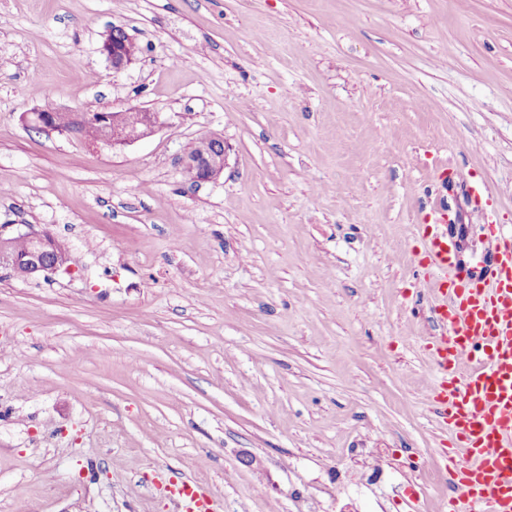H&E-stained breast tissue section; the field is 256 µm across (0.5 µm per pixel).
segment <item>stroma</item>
<instances>
[{"label": "stroma", "instance_id": "1", "mask_svg": "<svg viewBox=\"0 0 512 512\" xmlns=\"http://www.w3.org/2000/svg\"><path fill=\"white\" fill-rule=\"evenodd\" d=\"M35 107L163 123L95 147ZM0 224L70 251L0 272V512H442L413 294L426 234L467 269L512 234V0H0ZM133 41L122 26H112L105 34L101 51L113 72L121 71L137 60L139 53H133L128 47V43ZM229 146L219 134H208L193 143V152L180 158L182 168L190 167L200 176L199 182L217 179L228 167ZM180 512H216L215 499L208 488L196 482H181L173 490Z\"/></svg>", "mask_w": 512, "mask_h": 512}]
</instances>
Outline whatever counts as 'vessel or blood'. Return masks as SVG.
<instances>
[{
	"label": "vessel or blood",
	"instance_id": "1",
	"mask_svg": "<svg viewBox=\"0 0 512 512\" xmlns=\"http://www.w3.org/2000/svg\"><path fill=\"white\" fill-rule=\"evenodd\" d=\"M489 261L460 269L448 239L425 245L434 275L422 295L438 336L428 344L429 399L439 423L455 437L440 477L450 487L444 512H512V241L488 227ZM179 512H217L208 488L181 482Z\"/></svg>",
	"mask_w": 512,
	"mask_h": 512
}]
</instances>
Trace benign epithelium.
<instances>
[{
	"label": "benign epithelium",
	"instance_id": "1",
	"mask_svg": "<svg viewBox=\"0 0 512 512\" xmlns=\"http://www.w3.org/2000/svg\"><path fill=\"white\" fill-rule=\"evenodd\" d=\"M133 38L121 26H112L107 31L102 45L112 70L115 72L127 68L137 60L138 54L132 52L128 43ZM57 109H34L23 116L24 124L46 134L58 133L71 135L73 131L61 127L54 118ZM97 122L102 134L87 140L90 145L104 143L114 148H121L137 142L160 125V117L154 112L131 107L124 111L102 109L96 111ZM229 146L219 134H208L193 143V152H186L180 158L183 167L194 169L200 181L217 179L228 167ZM23 238L32 243V248L19 254L12 248L14 240ZM54 236L44 230H37L31 224L0 225V270L13 276L19 269H24L26 277L53 273L66 265L68 253H61L53 244Z\"/></svg>",
	"mask_w": 512,
	"mask_h": 512
}]
</instances>
